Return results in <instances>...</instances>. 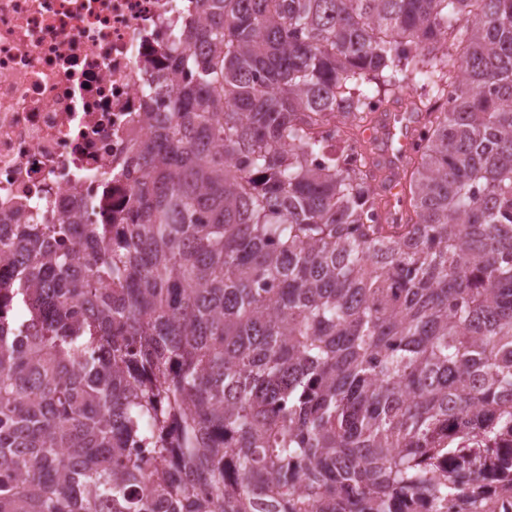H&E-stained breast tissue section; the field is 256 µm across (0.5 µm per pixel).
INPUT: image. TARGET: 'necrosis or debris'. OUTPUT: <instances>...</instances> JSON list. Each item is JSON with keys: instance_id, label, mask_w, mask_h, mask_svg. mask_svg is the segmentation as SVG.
<instances>
[{"instance_id": "necrosis-or-debris-1", "label": "necrosis or debris", "mask_w": 512, "mask_h": 512, "mask_svg": "<svg viewBox=\"0 0 512 512\" xmlns=\"http://www.w3.org/2000/svg\"><path fill=\"white\" fill-rule=\"evenodd\" d=\"M197 21L192 0H0V225L123 208L145 94Z\"/></svg>"}]
</instances>
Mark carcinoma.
<instances>
[{"label": "carcinoma", "instance_id": "cac0c4a2", "mask_svg": "<svg viewBox=\"0 0 512 512\" xmlns=\"http://www.w3.org/2000/svg\"><path fill=\"white\" fill-rule=\"evenodd\" d=\"M195 9L124 210L0 235V512H489L512 494V0Z\"/></svg>", "mask_w": 512, "mask_h": 512}]
</instances>
